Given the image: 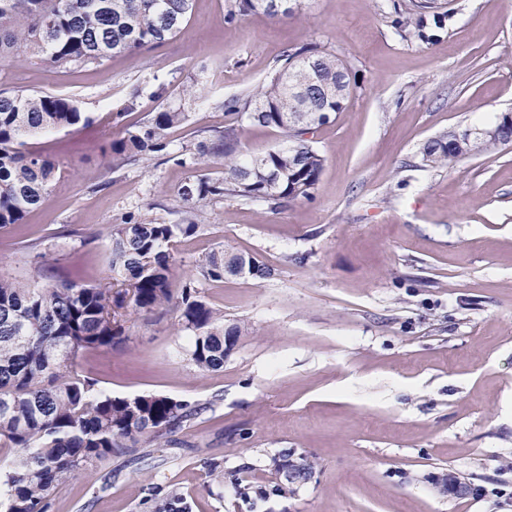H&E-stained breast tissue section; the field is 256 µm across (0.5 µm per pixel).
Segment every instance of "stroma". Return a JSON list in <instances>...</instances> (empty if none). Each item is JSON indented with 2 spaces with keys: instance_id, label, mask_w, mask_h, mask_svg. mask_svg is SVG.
Returning a JSON list of instances; mask_svg holds the SVG:
<instances>
[{
  "instance_id": "stroma-1",
  "label": "stroma",
  "mask_w": 512,
  "mask_h": 512,
  "mask_svg": "<svg viewBox=\"0 0 512 512\" xmlns=\"http://www.w3.org/2000/svg\"><path fill=\"white\" fill-rule=\"evenodd\" d=\"M455 8L451 30L418 43L397 35L390 0H303L292 18L231 23L224 0H194L176 38L137 55L0 64V90L73 98L91 117L34 139L61 177L23 226L0 227V274L39 288L110 281L112 229L129 215L177 222L179 187L223 176L224 161L176 156L223 129L222 101L266 81L289 45L336 49L360 75L314 130L325 166L313 199L277 211L218 199L203 230L171 243L173 290L194 282L244 328L223 370L186 359L191 335L171 309L132 317L123 348L77 361L104 391L177 397L199 413L162 446L60 486L54 512H144L160 480L194 512H512V147L451 169L419 158L428 140L512 112V0ZM189 83L199 100L183 97ZM134 87L137 105L122 111ZM164 105L189 114L166 149L108 168L107 143ZM224 248L273 277L203 279L198 260ZM303 455L311 479L276 492L282 464ZM211 458L224 462L220 498ZM450 472L477 495L440 492Z\"/></svg>"
}]
</instances>
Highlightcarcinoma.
<instances>
[{"instance_id":"obj_1","label":"carcinoma","mask_w":512,"mask_h":512,"mask_svg":"<svg viewBox=\"0 0 512 512\" xmlns=\"http://www.w3.org/2000/svg\"><path fill=\"white\" fill-rule=\"evenodd\" d=\"M194 0H0V63L38 55L55 66L101 63L133 55L177 36L189 22ZM224 19L262 12L292 16L301 0H227ZM394 28L410 42L428 43L452 26L449 0H392ZM358 88L352 65L337 51L291 47L277 60L270 79L222 102L248 125L281 132L284 142L261 155L238 152L241 125L229 124L198 155L224 157V177L200 176L178 190L181 219L169 224L152 214L132 217L112 230L111 283H64L33 288L0 274V512H52L56 488L173 432L198 414L186 400L159 394L114 396L75 370L76 360L123 347L133 314L173 306L178 324L192 333L189 361L200 371H219L224 337L238 338V323L204 301L192 286L174 301L170 279L174 257L168 244L201 229L199 217L217 198L263 202L272 210L311 197L325 158L303 138L304 127L326 122ZM88 120L79 102L45 92L0 93V227L20 226L40 208L60 172L51 156L30 140ZM187 113L162 107L105 154L117 168L145 160L167 147L169 131ZM497 135L473 132L464 148L443 135L421 148L422 165L456 166L461 160L512 144V122L503 116ZM202 275L265 279L272 269L253 255L216 250L199 261ZM143 505L148 512H193L186 494L154 483Z\"/></svg>"}]
</instances>
